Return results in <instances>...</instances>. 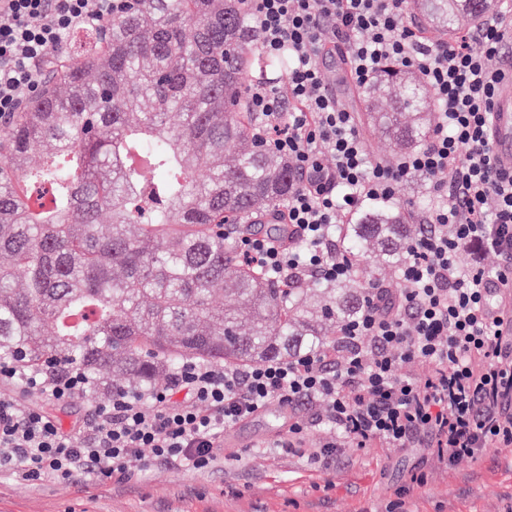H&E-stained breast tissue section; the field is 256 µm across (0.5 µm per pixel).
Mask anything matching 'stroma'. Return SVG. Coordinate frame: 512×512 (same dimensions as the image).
Masks as SVG:
<instances>
[{
	"mask_svg": "<svg viewBox=\"0 0 512 512\" xmlns=\"http://www.w3.org/2000/svg\"><path fill=\"white\" fill-rule=\"evenodd\" d=\"M287 415L267 412L224 431V455L204 471L158 469L124 484L23 485L0 473V512H512V450L446 466L429 461L409 485L414 449H342L325 465L277 447Z\"/></svg>",
	"mask_w": 512,
	"mask_h": 512,
	"instance_id": "stroma-1",
	"label": "stroma"
}]
</instances>
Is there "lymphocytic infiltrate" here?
Masks as SVG:
<instances>
[{
    "mask_svg": "<svg viewBox=\"0 0 512 512\" xmlns=\"http://www.w3.org/2000/svg\"><path fill=\"white\" fill-rule=\"evenodd\" d=\"M130 3L0 0V115L39 93L70 32L102 28ZM404 4L244 0L261 53L289 60L285 85H254L248 102L258 137L288 159L296 185L274 216L290 246L246 236L239 249L244 261L296 281H349L332 229L363 204L392 202L405 178L421 175L440 203L406 249L400 287L368 284L363 311L332 345L246 367L188 360L162 386L113 390L70 430L36 401L87 396L86 373L60 360L26 371L0 356V470L29 485L78 474L121 482L156 466L202 470L223 454L227 427L275 407L288 412L282 447L302 449L313 425L330 426L322 446L307 450L318 463L377 442L448 464L512 447V169L496 164L490 128L493 97L512 71L501 62L512 8L434 43ZM338 49L359 85L388 62L418 74L437 111L424 147L394 166L369 157L354 113L325 91L320 59ZM472 245L495 253L498 268L460 263ZM417 360L428 372L403 374ZM303 405L322 412L304 415Z\"/></svg>",
    "mask_w": 512,
    "mask_h": 512,
    "instance_id": "f902f5d3",
    "label": "lymphocytic infiltrate"
}]
</instances>
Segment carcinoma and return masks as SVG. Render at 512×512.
Instances as JSON below:
<instances>
[{"label":"carcinoma","instance_id":"cac0c4a2","mask_svg":"<svg viewBox=\"0 0 512 512\" xmlns=\"http://www.w3.org/2000/svg\"><path fill=\"white\" fill-rule=\"evenodd\" d=\"M427 2L449 37L485 17ZM105 28L0 118V355L66 358L99 396L119 380L154 387L186 359L250 365L335 342L364 304L357 273L400 272L404 207L371 204L336 228L348 282L305 288L242 261L241 236L281 235L270 220L294 187L255 138L247 94L286 78L288 58L255 55L241 0H134ZM363 99L398 149L425 143L436 107L414 72L383 65Z\"/></svg>","mask_w":512,"mask_h":512}]
</instances>
